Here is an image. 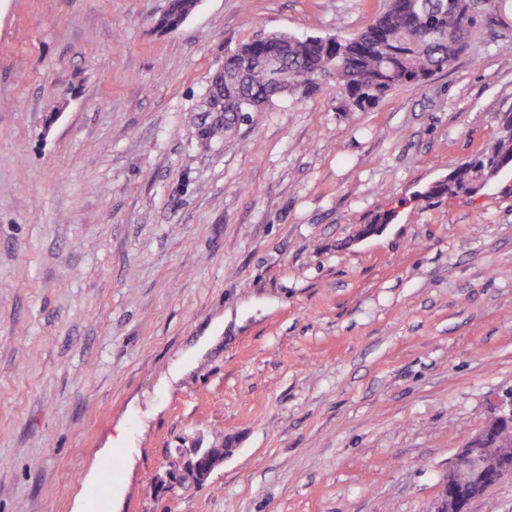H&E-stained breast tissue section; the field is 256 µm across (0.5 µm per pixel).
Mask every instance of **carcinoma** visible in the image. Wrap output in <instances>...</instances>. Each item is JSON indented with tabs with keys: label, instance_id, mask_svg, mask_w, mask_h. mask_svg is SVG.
Returning a JSON list of instances; mask_svg holds the SVG:
<instances>
[{
	"label": "carcinoma",
	"instance_id": "carcinoma-1",
	"mask_svg": "<svg viewBox=\"0 0 512 512\" xmlns=\"http://www.w3.org/2000/svg\"><path fill=\"white\" fill-rule=\"evenodd\" d=\"M197 2L171 0L160 25L180 20ZM501 7V0H387L382 13L350 36L254 39L224 58V111L260 112L282 95L305 98L325 80L336 82L353 106H373L393 89L420 86L446 69ZM274 52L283 55V63L272 82L258 62ZM511 159L512 139L499 135L455 168L448 183L422 196L472 197L478 184L494 180Z\"/></svg>",
	"mask_w": 512,
	"mask_h": 512
}]
</instances>
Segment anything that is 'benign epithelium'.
Masks as SVG:
<instances>
[{
  "label": "benign epithelium",
  "mask_w": 512,
  "mask_h": 512,
  "mask_svg": "<svg viewBox=\"0 0 512 512\" xmlns=\"http://www.w3.org/2000/svg\"><path fill=\"white\" fill-rule=\"evenodd\" d=\"M507 428H512V391L498 398L484 428L460 450L428 512H470L488 480L512 477V444L499 436ZM223 463L224 457L212 456L210 449L194 448L183 458L181 471L167 473V487L196 486Z\"/></svg>",
  "instance_id": "obj_1"
}]
</instances>
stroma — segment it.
<instances>
[{"instance_id":"1","label":"stroma","mask_w":512,"mask_h":512,"mask_svg":"<svg viewBox=\"0 0 512 512\" xmlns=\"http://www.w3.org/2000/svg\"><path fill=\"white\" fill-rule=\"evenodd\" d=\"M168 5L0 0V512H427L512 390V170L416 196L512 110V0L367 110L327 82L228 118L229 50L385 0ZM224 462V455L214 457L209 448H193L183 458L181 472L167 473V487L184 489L205 482Z\"/></svg>"}]
</instances>
